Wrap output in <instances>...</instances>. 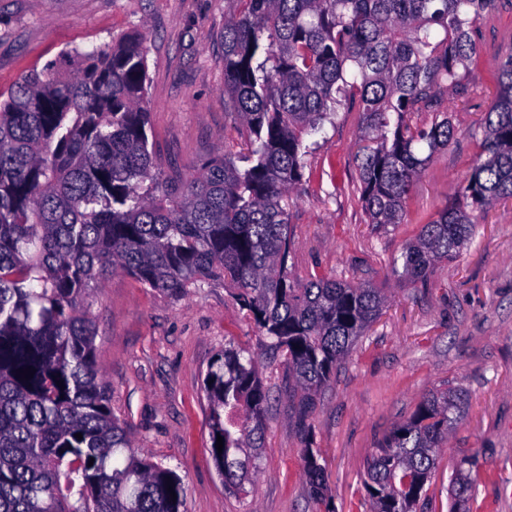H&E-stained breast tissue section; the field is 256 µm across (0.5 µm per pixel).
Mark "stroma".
<instances>
[{
  "mask_svg": "<svg viewBox=\"0 0 512 512\" xmlns=\"http://www.w3.org/2000/svg\"><path fill=\"white\" fill-rule=\"evenodd\" d=\"M228 10V0H0V91L34 69L70 71L63 51L141 33L154 150L164 170L198 173L209 159L245 148L225 107ZM480 46L462 90L443 93L455 139L429 162L397 228L373 229L358 201L357 103L346 102L335 125L308 140L290 209L291 274L300 283L324 276L370 284L388 302L323 390L307 433L295 423L287 371L223 283L173 299L117 272L95 293V343L112 412L135 451L183 479L187 512H369L364 481L374 448L426 393L449 387L463 390L468 405L416 512H449L450 477L462 456L476 452L469 512H512V200L479 214L471 244L427 283L394 272L421 225L457 200L475 161L495 66L512 51V0H499L481 23ZM230 341L259 355L270 392L261 466L242 494L225 487L212 460L203 390L210 363ZM307 444L325 468L323 500L303 474L299 451Z\"/></svg>",
  "mask_w": 512,
  "mask_h": 512,
  "instance_id": "obj_1",
  "label": "stroma"
}]
</instances>
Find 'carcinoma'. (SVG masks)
I'll return each instance as SVG.
<instances>
[{"instance_id": "cac0c4a2", "label": "carcinoma", "mask_w": 512, "mask_h": 512, "mask_svg": "<svg viewBox=\"0 0 512 512\" xmlns=\"http://www.w3.org/2000/svg\"><path fill=\"white\" fill-rule=\"evenodd\" d=\"M232 3L224 95L247 130L246 153L226 152L196 175L156 170L135 32L70 51L71 73L33 71L0 93V512H187L183 480L136 455L110 407L90 298L118 271L172 298L211 281L231 288L288 369L305 431L387 304L380 288L325 277L299 285L288 271V199L303 181L306 138L334 123L343 101H358L361 207L376 228L403 223L414 183L455 136L439 95L461 86L498 0ZM496 83L458 202L403 248L399 276L410 282L459 255L478 213L512 199V50ZM415 112L435 118L414 125ZM258 366L230 342L203 379L212 460L238 490L264 448L269 392ZM465 404L459 389L431 393L382 440L367 463L371 512H413ZM300 452L322 499L319 455ZM478 467L477 453L458 461L451 512L465 510Z\"/></svg>"}]
</instances>
